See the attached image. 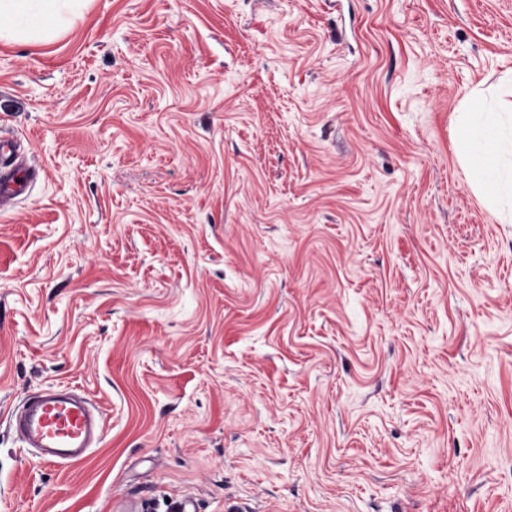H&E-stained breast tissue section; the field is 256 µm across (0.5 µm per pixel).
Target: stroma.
Masks as SVG:
<instances>
[{
    "instance_id": "1",
    "label": "stroma",
    "mask_w": 512,
    "mask_h": 512,
    "mask_svg": "<svg viewBox=\"0 0 512 512\" xmlns=\"http://www.w3.org/2000/svg\"><path fill=\"white\" fill-rule=\"evenodd\" d=\"M512 0H87L0 40V512H512V223L455 116ZM105 418L78 464L9 425ZM23 143L13 135L0 132V210L5 212L26 194L29 184L36 178L37 172L28 163L20 159ZM11 424L49 465L83 461L102 436L101 420L85 401L50 388L31 397Z\"/></svg>"
}]
</instances>
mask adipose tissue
<instances>
[{"label": "adipose tissue", "mask_w": 512, "mask_h": 512, "mask_svg": "<svg viewBox=\"0 0 512 512\" xmlns=\"http://www.w3.org/2000/svg\"><path fill=\"white\" fill-rule=\"evenodd\" d=\"M82 0H0V39L21 42L34 30L53 34L76 15ZM469 111L457 118L464 158L476 185L498 181V204L512 213V178L499 175L498 163L512 159V118L485 109L481 91H472Z\"/></svg>", "instance_id": "1"}]
</instances>
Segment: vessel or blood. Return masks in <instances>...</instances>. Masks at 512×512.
Masks as SVG:
<instances>
[{"mask_svg":"<svg viewBox=\"0 0 512 512\" xmlns=\"http://www.w3.org/2000/svg\"><path fill=\"white\" fill-rule=\"evenodd\" d=\"M20 138L0 134V210L8 211L26 194L37 173L21 159ZM12 426L46 464L83 461L102 436V424L85 401L53 389L31 397Z\"/></svg>","mask_w":512,"mask_h":512,"instance_id":"obj_1","label":"vessel or blood"}]
</instances>
